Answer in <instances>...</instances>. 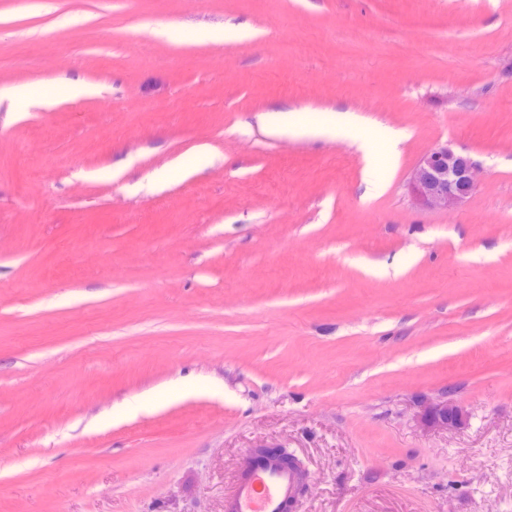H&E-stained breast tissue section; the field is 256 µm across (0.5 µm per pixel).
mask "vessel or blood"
<instances>
[{
    "instance_id": "obj_1",
    "label": "vessel or blood",
    "mask_w": 512,
    "mask_h": 512,
    "mask_svg": "<svg viewBox=\"0 0 512 512\" xmlns=\"http://www.w3.org/2000/svg\"><path fill=\"white\" fill-rule=\"evenodd\" d=\"M302 484L294 466L272 455L251 456L225 500V512H295Z\"/></svg>"
}]
</instances>
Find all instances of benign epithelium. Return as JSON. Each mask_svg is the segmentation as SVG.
<instances>
[{
  "label": "benign epithelium",
  "mask_w": 512,
  "mask_h": 512,
  "mask_svg": "<svg viewBox=\"0 0 512 512\" xmlns=\"http://www.w3.org/2000/svg\"><path fill=\"white\" fill-rule=\"evenodd\" d=\"M479 182L477 164L448 146L426 154L418 162L409 182L416 203L429 209H454L474 193ZM417 421L425 431H458L467 424V413L448 400V394L420 405Z\"/></svg>",
  "instance_id": "7a95c632"
}]
</instances>
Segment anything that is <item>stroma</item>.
<instances>
[{
  "label": "stroma",
  "mask_w": 512,
  "mask_h": 512,
  "mask_svg": "<svg viewBox=\"0 0 512 512\" xmlns=\"http://www.w3.org/2000/svg\"><path fill=\"white\" fill-rule=\"evenodd\" d=\"M260 446L298 512H512V0H0V512H224ZM361 121V117L349 111L328 113L322 121L315 123L304 122L296 111L266 112L263 115V122L271 133L307 138L344 137ZM479 182L477 164L448 145L426 154L409 182L416 203L429 209H454L474 193ZM467 413L457 404L448 401V396L423 401L416 415L417 421L425 431H458L467 424Z\"/></svg>",
  "instance_id": "35a3bbf8"
}]
</instances>
